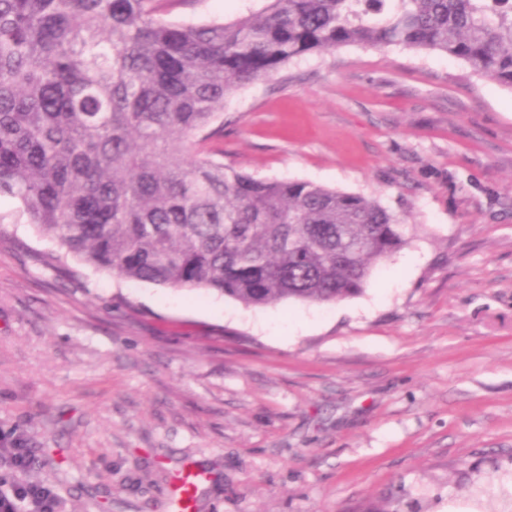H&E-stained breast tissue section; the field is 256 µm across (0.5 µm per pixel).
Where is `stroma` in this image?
Listing matches in <instances>:
<instances>
[{"mask_svg": "<svg viewBox=\"0 0 512 512\" xmlns=\"http://www.w3.org/2000/svg\"><path fill=\"white\" fill-rule=\"evenodd\" d=\"M263 0H196L230 21ZM214 145L259 179L397 214L410 243L362 293L247 307L44 257L0 197V486L61 512H499L512 470V88L437 51L349 45L229 94ZM27 512H57L59 500L55 491L44 485L20 483L9 490H0V512H17V504Z\"/></svg>", "mask_w": 512, "mask_h": 512, "instance_id": "1", "label": "stroma"}]
</instances>
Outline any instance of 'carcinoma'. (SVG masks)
Listing matches in <instances>:
<instances>
[{"instance_id":"1","label":"carcinoma","mask_w":512,"mask_h":512,"mask_svg":"<svg viewBox=\"0 0 512 512\" xmlns=\"http://www.w3.org/2000/svg\"><path fill=\"white\" fill-rule=\"evenodd\" d=\"M180 0H0V197L63 255L247 307L361 293L408 244L377 202L257 179L207 148L235 89L344 45L440 51L512 87V0H265L178 24Z\"/></svg>"}]
</instances>
